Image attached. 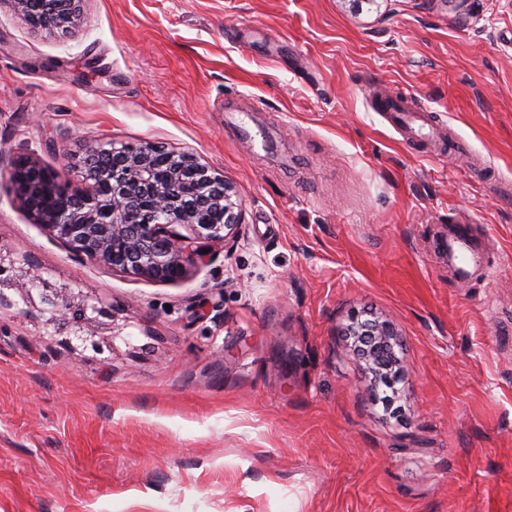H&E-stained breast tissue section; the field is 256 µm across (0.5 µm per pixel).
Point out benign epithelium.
<instances>
[{"mask_svg": "<svg viewBox=\"0 0 512 512\" xmlns=\"http://www.w3.org/2000/svg\"><path fill=\"white\" fill-rule=\"evenodd\" d=\"M34 28L66 30L82 0H9ZM86 187L61 178L35 158L21 155L10 181L34 223L81 259L155 282L173 283L213 254L201 241L237 237L241 204L224 176L189 153L155 145H111L86 150L80 160ZM62 195V208L44 203ZM351 336L370 337L357 348L364 368L389 380L384 371L400 365L394 333L386 323L355 320Z\"/></svg>", "mask_w": 512, "mask_h": 512, "instance_id": "obj_1", "label": "benign epithelium"}]
</instances>
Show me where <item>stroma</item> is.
<instances>
[{
  "label": "stroma",
  "instance_id": "stroma-1",
  "mask_svg": "<svg viewBox=\"0 0 512 512\" xmlns=\"http://www.w3.org/2000/svg\"><path fill=\"white\" fill-rule=\"evenodd\" d=\"M397 94L463 149L418 156ZM110 142L223 174L238 238L176 283L75 258L11 165ZM508 183L512 0H83L53 34L0 0V512H512ZM355 317L397 332L390 408ZM376 110L386 113L391 123L400 128L410 127L412 123L423 121V113L432 112L416 108L407 95L380 98L376 102Z\"/></svg>",
  "mask_w": 512,
  "mask_h": 512
}]
</instances>
